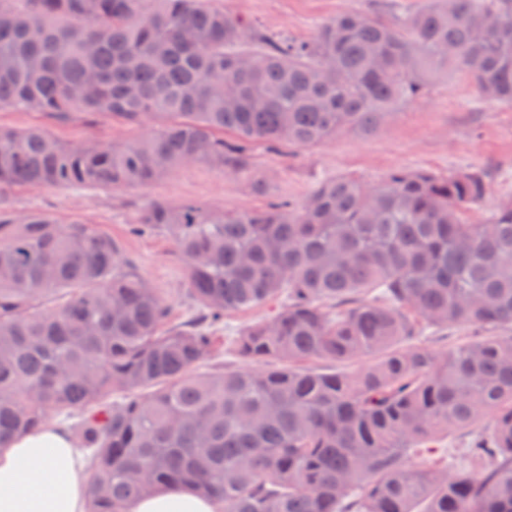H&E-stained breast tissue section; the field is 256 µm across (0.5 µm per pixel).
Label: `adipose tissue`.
Returning <instances> with one entry per match:
<instances>
[{
    "mask_svg": "<svg viewBox=\"0 0 512 512\" xmlns=\"http://www.w3.org/2000/svg\"><path fill=\"white\" fill-rule=\"evenodd\" d=\"M86 466L68 430L56 424L0 452V512H86ZM130 512H215L212 499L164 489L134 501Z\"/></svg>",
    "mask_w": 512,
    "mask_h": 512,
    "instance_id": "adipose-tissue-1",
    "label": "adipose tissue"
}]
</instances>
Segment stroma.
Instances as JSON below:
<instances>
[{"mask_svg": "<svg viewBox=\"0 0 512 512\" xmlns=\"http://www.w3.org/2000/svg\"><path fill=\"white\" fill-rule=\"evenodd\" d=\"M430 0H209L225 12L251 19L270 32L312 39L337 15L364 12L372 17L407 21ZM0 125L41 127L66 144L95 140L119 143L154 132L152 122L127 125L107 116L88 120L76 114L59 124L35 112L0 111ZM448 173L480 169L487 175L485 199L473 206L470 221L484 220L497 204L512 202V104L485 99L461 72L440 77L419 99L403 104L372 134L343 131L306 149L278 152L266 143L249 148V165L230 172L208 163L179 168L144 187H4L0 204L20 213L45 212L61 220L79 219L120 240L152 288L168 302L171 323L184 321L194 309L187 273L169 237L134 235L145 206L153 200L173 204L197 202L224 210L262 209L277 201L301 202L328 177L351 176L367 184L381 182L392 170ZM262 192H254V182ZM281 306L266 305L227 313L219 330L223 346L204 360L200 371L247 367L232 349L238 329L259 321Z\"/></svg>", "mask_w": 512, "mask_h": 512, "instance_id": "35a3bbf8", "label": "stroma"}]
</instances>
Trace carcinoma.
Wrapping results in <instances>:
<instances>
[{"label":"carcinoma","instance_id":"carcinoma-1","mask_svg":"<svg viewBox=\"0 0 512 512\" xmlns=\"http://www.w3.org/2000/svg\"><path fill=\"white\" fill-rule=\"evenodd\" d=\"M450 70L512 103V0H434L403 26L345 13L311 42L207 0H0V109L158 125L77 147L0 127V187L238 172L252 141L373 133ZM486 192L479 169H395L324 180L298 205L152 201L131 231L175 244L197 305L176 327L112 236L0 208V449L79 416L88 512L169 486L220 512H512V336L392 350L420 326L512 325V202L466 218ZM281 297L235 346L288 366L196 371L224 314ZM320 358L367 363L301 366ZM486 416L466 467L413 461Z\"/></svg>","mask_w":512,"mask_h":512}]
</instances>
